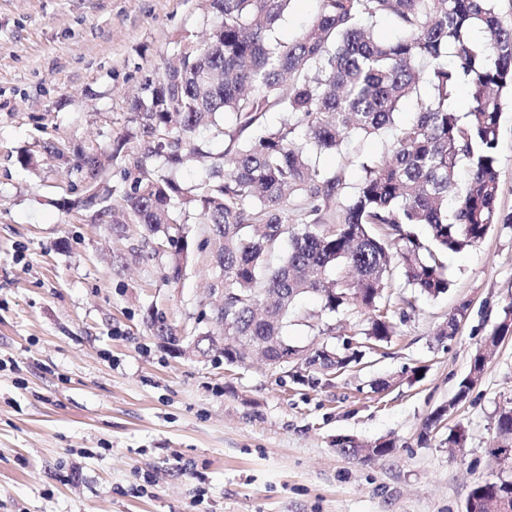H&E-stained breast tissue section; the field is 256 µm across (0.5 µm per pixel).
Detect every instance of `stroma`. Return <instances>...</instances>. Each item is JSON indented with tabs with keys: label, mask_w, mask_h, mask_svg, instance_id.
<instances>
[{
	"label": "stroma",
	"mask_w": 512,
	"mask_h": 512,
	"mask_svg": "<svg viewBox=\"0 0 512 512\" xmlns=\"http://www.w3.org/2000/svg\"><path fill=\"white\" fill-rule=\"evenodd\" d=\"M208 34L202 0H0V512H464L500 473L490 450L512 407V334L447 422L423 424L512 303V99L500 223L444 257L447 293L418 298L380 351L302 385L157 335V318L179 335L208 330L207 252L171 283L167 252L125 210L105 224L61 206L83 194L79 154L132 131L145 79L177 42ZM461 306L457 334L438 338ZM320 307L297 301L290 345L338 349L363 327L357 310ZM458 426L465 445L449 447ZM340 436L396 449L361 462L338 452Z\"/></svg>",
	"instance_id": "35a3bbf8"
}]
</instances>
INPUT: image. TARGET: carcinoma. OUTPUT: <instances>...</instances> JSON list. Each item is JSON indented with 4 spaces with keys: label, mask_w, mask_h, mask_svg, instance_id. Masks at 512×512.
I'll use <instances>...</instances> for the list:
<instances>
[{
    "label": "carcinoma",
    "mask_w": 512,
    "mask_h": 512,
    "mask_svg": "<svg viewBox=\"0 0 512 512\" xmlns=\"http://www.w3.org/2000/svg\"><path fill=\"white\" fill-rule=\"evenodd\" d=\"M210 36L187 40L131 100L137 128L104 150L82 153L85 183L78 204L107 207L100 185L112 162L124 161L121 200L147 235H162L173 272L179 241L209 249L224 277V315L209 311L202 354L234 324L242 349H224L230 364L250 359L252 341L286 340L294 301L315 294L321 311L357 306L370 343L394 333L388 317L395 276L413 293L437 298L448 290L441 257L482 242L500 222L498 136L504 93L512 89V28L501 23L496 0H320L314 19L294 39L278 35L290 0H204ZM395 19L400 35L378 37L373 26ZM453 61H448V57ZM465 87L467 112L450 106ZM408 107L412 117L398 120ZM283 124L258 136L266 112ZM388 134L387 154L361 163L362 176L343 194L353 138ZM222 145L202 149V139ZM134 146H129V143ZM332 152V171L320 157ZM207 158L197 183L183 186L173 171ZM160 165H155V160ZM466 167L464 184L457 182ZM307 205L308 222L292 214ZM337 222H323L327 212ZM203 225L199 244L181 216ZM427 228L420 240L410 227ZM288 253H279L283 239ZM466 307L449 314L440 335L454 336ZM488 342L512 331V302ZM478 349L473 380L458 386L464 401L488 364ZM465 512H512V478L476 483Z\"/></svg>",
    "instance_id": "cac0c4a2"
}]
</instances>
